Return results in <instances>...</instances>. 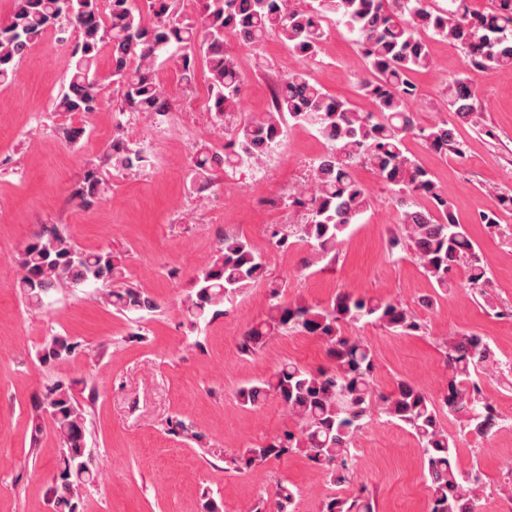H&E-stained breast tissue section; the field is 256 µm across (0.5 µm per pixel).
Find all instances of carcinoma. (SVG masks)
<instances>
[{"mask_svg":"<svg viewBox=\"0 0 512 512\" xmlns=\"http://www.w3.org/2000/svg\"><path fill=\"white\" fill-rule=\"evenodd\" d=\"M10 21L0 24V84L7 83L27 51L48 31L74 30L72 67L66 89L56 104L59 112L87 115L103 101L104 78L95 63L100 51L111 48V79L122 90L119 114L149 112L163 117L171 96L157 78L160 58L175 60L181 78L194 76L197 56L209 68L207 112L221 124L239 111L243 77L234 56L225 49L232 37L255 48L270 36L288 45L295 65L273 93L270 111L240 118L230 135L237 148L222 154L206 153L194 162V178L200 188L215 167L236 169L248 161L255 166L268 158V144L284 133L286 124L309 125L325 141L326 151L313 164L311 184L288 197V207L304 212L301 224L288 225V234L328 256L369 206L367 187L356 176L360 166L369 168L399 196V202L422 198L428 205L406 210L398 231L390 236L391 253L413 255L426 276L440 289L460 270L464 284L476 290L496 315L490 299V271L454 205L440 189L434 175L405 143L417 138L429 149L463 157L457 140L459 125L483 130L485 124L474 101L476 92L463 78L448 84V109L453 122L442 118L428 127L419 126L411 111L417 88L411 75L433 66L424 34L460 45L472 67L493 72H512V0H493L486 12L470 9L468 0H448V8L434 11L427 0H201L200 15L181 16V0H146L147 10L133 0H14ZM338 17L356 36L366 60L359 88L376 104L362 112L353 104L329 96L312 81L306 62L318 55L328 14ZM113 170H130L144 162L141 152L125 141L122 122L109 145ZM100 179L90 174L76 191L78 205L88 207L98 199ZM497 207L482 212L479 222L512 240V225L503 224L500 212H512V191L497 194ZM19 288L26 301L40 306L61 287L92 284L123 313L140 314L158 308L149 294L122 282V261L110 252L86 253L59 229L35 234L25 247ZM262 253L243 238L226 236L208 265L195 277L194 292L186 313L194 323L208 312L232 301L243 288L262 280L266 273ZM362 321L380 323L403 333L421 330L417 315L394 300L355 297L341 293L329 304L286 301L281 291L271 292L266 317L243 333L240 348L252 352L267 337L281 331H300L315 336L326 346L332 366L310 371L294 362L283 363L256 384L242 387V405L255 407L268 397L279 399L295 430H288L264 445L246 449L238 466L250 468L272 457L302 451L319 466L330 483L349 482V462L354 456L358 431L374 412L407 427L418 439L432 501L431 512H474V499L483 485L480 471L462 473L454 468V437L440 426L438 413L463 422L478 436H489L512 426L496 403L484 394L483 367L493 363L512 370V358L499 360L487 337L465 333L448 342V389L437 401L415 384L399 379L393 390L381 393L373 385L376 358L360 337L347 336L343 328ZM76 343L63 335L52 336L41 360L64 363L74 355ZM40 408L51 419L62 443V455L51 487V512H80L83 491L94 483L100 460L87 447L85 417L78 406L74 384L56 382L43 395ZM273 512H289L295 492L282 484L274 494ZM321 512H375L370 495L330 497Z\"/></svg>","mask_w":512,"mask_h":512,"instance_id":"obj_1","label":"carcinoma"}]
</instances>
